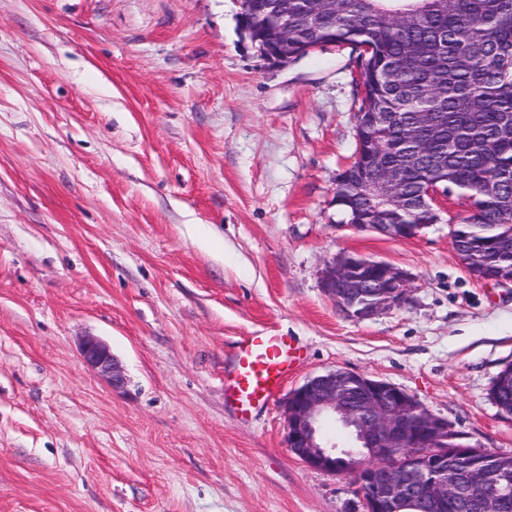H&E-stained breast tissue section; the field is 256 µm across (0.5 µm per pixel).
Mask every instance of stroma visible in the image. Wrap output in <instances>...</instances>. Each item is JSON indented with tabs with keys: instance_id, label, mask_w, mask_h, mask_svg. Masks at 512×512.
I'll return each instance as SVG.
<instances>
[{
	"instance_id": "obj_1",
	"label": "stroma",
	"mask_w": 512,
	"mask_h": 512,
	"mask_svg": "<svg viewBox=\"0 0 512 512\" xmlns=\"http://www.w3.org/2000/svg\"><path fill=\"white\" fill-rule=\"evenodd\" d=\"M240 0H0V512H361L349 476L285 446L287 393L345 369L512 455L490 398L512 283L451 239L468 194L393 240L340 229L361 91L349 47L273 67ZM344 254L408 273L358 321L325 293ZM268 330L303 360L244 415L224 370ZM106 342L124 383L82 360Z\"/></svg>"
}]
</instances>
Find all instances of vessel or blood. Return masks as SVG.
<instances>
[{
	"label": "vessel or blood",
	"instance_id": "obj_1",
	"mask_svg": "<svg viewBox=\"0 0 512 512\" xmlns=\"http://www.w3.org/2000/svg\"><path fill=\"white\" fill-rule=\"evenodd\" d=\"M300 359L299 348L287 337L252 333L239 341L224 386L232 402L242 411H249L275 399L283 378Z\"/></svg>",
	"mask_w": 512,
	"mask_h": 512
}]
</instances>
